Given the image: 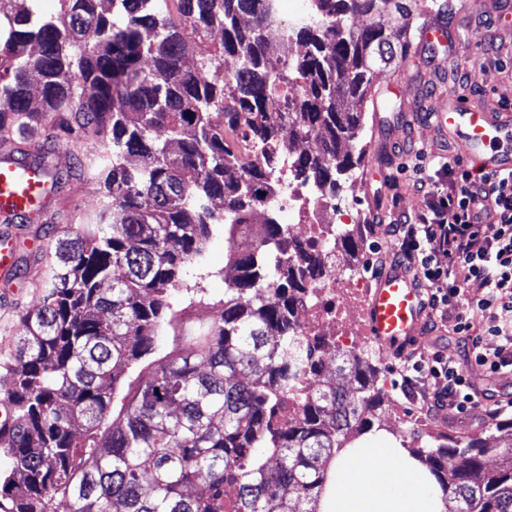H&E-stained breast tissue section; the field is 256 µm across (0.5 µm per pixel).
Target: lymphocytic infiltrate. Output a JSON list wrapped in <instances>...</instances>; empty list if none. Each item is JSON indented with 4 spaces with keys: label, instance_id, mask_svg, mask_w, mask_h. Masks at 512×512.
<instances>
[{
    "label": "lymphocytic infiltrate",
    "instance_id": "obj_1",
    "mask_svg": "<svg viewBox=\"0 0 512 512\" xmlns=\"http://www.w3.org/2000/svg\"><path fill=\"white\" fill-rule=\"evenodd\" d=\"M413 187L427 208L391 225L390 244L427 285L432 325L450 324L463 356L453 361L432 347L407 369L427 387L434 407L460 414L511 408V399L498 398L474 376L512 371V172L479 175L460 158L440 156L433 173ZM486 212L494 216L489 231ZM473 281L482 285L481 295L467 294Z\"/></svg>",
    "mask_w": 512,
    "mask_h": 512
}]
</instances>
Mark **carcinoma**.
Segmentation results:
<instances>
[{
  "label": "carcinoma",
  "instance_id": "1",
  "mask_svg": "<svg viewBox=\"0 0 512 512\" xmlns=\"http://www.w3.org/2000/svg\"><path fill=\"white\" fill-rule=\"evenodd\" d=\"M37 2L0 0V140L74 143L103 194L91 224L45 219L63 227L42 302L19 320L0 504L318 512L329 461L373 429L379 372L370 353L339 349L347 386L323 382L298 422L273 423L300 377L322 371L321 344L290 327L321 262L271 221L244 247L263 174L234 146L314 140L291 175L338 188L365 151L355 107L406 57L425 2L313 0L317 21L302 24L272 0H58L50 18ZM215 233L237 276L209 302L215 316L190 323L184 301L204 289L184 282ZM495 430L412 447L454 512H512V419Z\"/></svg>",
  "mask_w": 512,
  "mask_h": 512
}]
</instances>
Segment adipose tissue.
<instances>
[{
	"instance_id": "ef3b65f1",
	"label": "adipose tissue",
	"mask_w": 512,
	"mask_h": 512,
	"mask_svg": "<svg viewBox=\"0 0 512 512\" xmlns=\"http://www.w3.org/2000/svg\"><path fill=\"white\" fill-rule=\"evenodd\" d=\"M427 468L388 438L362 439L329 464L319 512H449Z\"/></svg>"
}]
</instances>
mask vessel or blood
Here are the masks:
<instances>
[{
    "mask_svg": "<svg viewBox=\"0 0 512 512\" xmlns=\"http://www.w3.org/2000/svg\"><path fill=\"white\" fill-rule=\"evenodd\" d=\"M461 46L454 27L442 21L426 24L418 49L445 45ZM435 128L449 143L462 145V158L483 173L512 170V156L494 150L495 142L512 138V110L497 105L472 103L467 95L449 96L447 107L435 114ZM52 180L10 155L0 156V277H13L17 270L10 222L35 216L53 205ZM427 306L424 292L408 270L389 267L379 276L368 296L367 319L371 334L392 350L406 349L421 336Z\"/></svg>",
    "mask_w": 512,
    "mask_h": 512,
    "instance_id": "obj_1",
    "label": "vessel or blood"
}]
</instances>
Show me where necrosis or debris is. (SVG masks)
I'll list each match as a JSON object with an SVG mask.
<instances>
[{
  "mask_svg": "<svg viewBox=\"0 0 512 512\" xmlns=\"http://www.w3.org/2000/svg\"><path fill=\"white\" fill-rule=\"evenodd\" d=\"M249 158L265 173L267 194L273 202L269 218L278 222L294 220L300 243L324 257L322 275L308 280L296 307L298 336L307 340L334 337L340 347L360 350L358 331L339 323L343 312L363 305L367 298L365 282L342 272L336 260V227L346 223L347 213L337 209L330 187L291 178L282 168H269L262 153L250 152Z\"/></svg>",
  "mask_w": 512,
  "mask_h": 512,
  "instance_id": "4bbe7bcc",
  "label": "necrosis or debris"
}]
</instances>
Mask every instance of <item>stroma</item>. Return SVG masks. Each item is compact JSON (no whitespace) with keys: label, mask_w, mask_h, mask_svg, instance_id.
Returning <instances> with one entry per match:
<instances>
[{"label":"stroma","mask_w":512,"mask_h":512,"mask_svg":"<svg viewBox=\"0 0 512 512\" xmlns=\"http://www.w3.org/2000/svg\"><path fill=\"white\" fill-rule=\"evenodd\" d=\"M488 3L489 0H435L433 11L427 15L428 20L456 21L457 11L465 4L471 12L481 14L483 21L461 24L463 38L471 42L467 51L450 54L431 49L408 57L400 62L398 68L375 73L372 83L377 88L386 85L398 70H406L410 75L409 82L403 85L399 94L388 96L386 114L403 111L405 99L429 86L440 87L449 94L463 93L480 103L492 100L512 102V22L490 13ZM360 110L364 116L361 140L366 145L363 167L356 170L352 179L341 184L336 192V203L360 216L354 225L357 245L351 260L355 272L370 281L374 278L370 269L372 258L389 246L383 224L389 223L396 214L415 215L426 208V198L412 187L417 177L415 166L419 157L430 159L447 154L448 149L441 146L427 120H420L411 132L402 125H391L385 136L380 138L374 131L371 101H364ZM45 149L53 158L55 171L65 176L58 196L59 209H68L76 203L92 205L98 196L96 183L71 171L76 146L59 141L46 144ZM368 164L384 171L385 179L368 181L364 170ZM15 239L18 273L12 279L0 281V292L11 297L10 304L0 308V337H7L9 341L5 351L0 352V364L13 359L20 316L35 310L41 302L40 291L30 283L33 257L36 247H45L51 242L37 220L20 221ZM375 355L380 379L386 386L384 403L378 412L383 428L406 439L418 438L423 444L434 443L443 435L466 439L481 433H494L496 420L492 417L475 415L464 419L449 408L434 414L421 411L419 403L405 391L404 376L400 372L402 355L381 349L376 350ZM399 404L412 415V423L402 425L395 422L393 411Z\"/></svg>","instance_id":"1"}]
</instances>
